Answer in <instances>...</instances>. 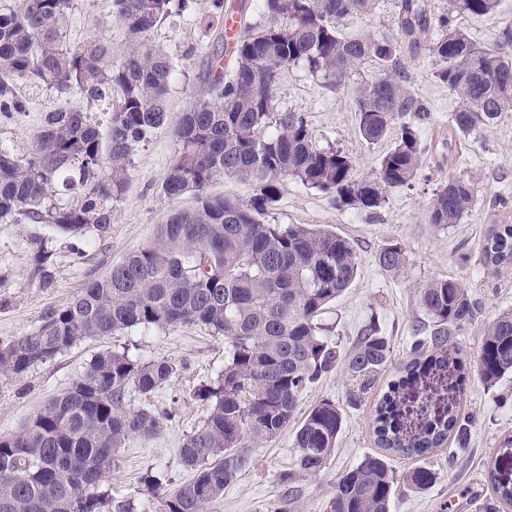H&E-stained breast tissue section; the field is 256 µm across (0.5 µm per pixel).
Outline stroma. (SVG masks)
Segmentation results:
<instances>
[{
  "label": "stroma",
  "mask_w": 512,
  "mask_h": 512,
  "mask_svg": "<svg viewBox=\"0 0 512 512\" xmlns=\"http://www.w3.org/2000/svg\"><path fill=\"white\" fill-rule=\"evenodd\" d=\"M395 0H377L369 15L346 19L342 30L356 37L370 35L392 39L397 35ZM455 25L481 47L497 41L500 28L512 25V0H500L497 11L483 18L464 14ZM221 23L212 15L209 0H196L189 13L167 21L154 30L152 41L173 59L177 71L169 91L172 115L187 111L205 91L203 80L208 56L216 44ZM72 45L98 38L112 48L113 60L125 51L123 30L111 13L110 0H75L68 20ZM410 89L423 99L428 120L418 132L422 164L410 185L387 193L381 207L373 210L337 208L331 195L295 181L283 183L281 195L268 220L274 224H309L348 238L359 256L355 281L327 306L320 319L331 330L340 350L356 341L369 319H376L393 348L392 363L361 406H346L347 378L337 369L303 392L299 410L307 412L324 400L344 408V422L336 449L317 475L296 481L288 512H324L338 476L355 467L364 456L377 453L374 416L387 384L396 376L414 337L429 335L432 323L420 305V292L435 278L453 277L465 282L481 313L457 338L463 351L466 381L456 409L473 421L467 449L458 451L446 442L425 460L439 475L427 491L415 492L403 481L410 462L390 461L395 493L391 512H482L491 496L490 465L512 479V376L489 388L481 381L477 358L483 329L500 312L512 309V273H495L482 263V247L488 230L503 218H512V116L475 128L455 139L450 132L456 99L435 76L436 61L427 48L402 51L400 56ZM377 64H363L351 81L331 89L300 65L284 66L280 73L276 106L282 112L305 117L320 146H332L351 157L358 176H374L387 142L366 144L361 138L355 112L354 91L375 80ZM74 97L54 92L36 99L31 112L0 127V143L15 150L28 147L46 112L77 105ZM177 149L170 128L156 131L132 157L129 182L112 217V231L105 240L87 233L82 246L85 257L74 262L68 237L44 224H0V339L19 336L39 324L50 308L64 306L89 280L107 272L113 264L151 242L156 227L174 209L192 206L191 197L177 200L162 191L169 164ZM464 175L473 183L475 199L460 223L438 227L429 224L427 207L434 192L449 178ZM51 240L56 250L54 287L42 288L30 276L31 243ZM401 247L405 264L399 274L384 272L376 256L387 246ZM130 348L145 359L165 358L178 371L169 384L150 397L132 394L130 403L169 409L173 418L150 439L135 438L119 453V465L107 478L109 503L103 512H114L117 501H134L136 512H157L159 501L141 484L153 473L162 488L171 491L188 482L193 473L185 468L179 450L186 435L203 424L208 414L195 390L209 383L223 366L227 345L220 336L198 326L166 330L132 329L106 338L84 340L53 361L26 374L0 378V434L17 432L52 397L63 392L87 369L93 356L112 348ZM296 423L272 442L254 449L253 463L225 488L203 512H270L285 489L282 473L293 469Z\"/></svg>",
  "instance_id": "obj_1"
}]
</instances>
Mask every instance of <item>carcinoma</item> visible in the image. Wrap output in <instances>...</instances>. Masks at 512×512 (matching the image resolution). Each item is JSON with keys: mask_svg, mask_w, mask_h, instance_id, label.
I'll use <instances>...</instances> for the list:
<instances>
[{"mask_svg": "<svg viewBox=\"0 0 512 512\" xmlns=\"http://www.w3.org/2000/svg\"><path fill=\"white\" fill-rule=\"evenodd\" d=\"M193 2L111 0L127 43L116 63L98 40L70 45L66 24L74 0H10L0 8V122L31 111L36 96L52 90L112 108L104 128L83 106L48 112L26 150L0 146L1 224H47L68 237L92 231L106 238L135 150L173 125L178 151L162 190L172 199L190 194L194 205L174 210L148 245L89 281L65 306L48 309L35 329L0 340V377L9 378L84 339L137 327L203 326L224 337V367L196 392L211 403L209 414L180 450L194 478L161 494L159 512H202L250 466L253 448L280 435L302 393L327 373L343 367L346 404L356 407L390 363L391 345L375 319L345 353L319 323L326 306L356 278L352 243L331 230L270 224L264 216L289 179L332 195L338 209L378 208L388 191L411 184L422 159L416 123L429 117V109L405 84L402 45L413 51L419 34L433 26L439 31L428 50L436 77L457 99L452 134L465 136L512 112V27L486 51L450 23L455 12L489 15L499 0H448V12L436 18L429 0H396L395 40L348 38L340 30L343 19L373 12L376 0H261V20L244 23L234 44L230 74L224 75L223 56L214 54L207 89L174 120L168 95L176 66L150 35ZM366 61L378 64L381 74L357 89L362 138L377 144L393 125L400 127L375 177L359 179L348 155L317 144L303 116L277 110L276 90L280 70L291 63L338 88ZM224 177L252 182L254 195L211 194V184ZM473 202L471 181L453 177L434 193L428 222L457 224ZM377 261L397 273L405 257L391 245ZM483 262L497 273L512 269L509 221L489 230ZM31 277L41 288L55 281V252L43 238L32 242ZM421 306L433 330L412 343L400 376L376 405L381 452L338 477L325 512H390L391 455L415 461L403 480L421 492L437 474L419 461L450 437L459 450L468 447L471 421L453 406L410 431L400 397L432 377L448 378L451 397L461 394L464 361L454 336L475 321L478 307L469 287L454 278L428 283ZM478 372L488 387L512 374V310L484 329ZM175 374L173 362H144L128 347L97 354L21 431L0 435V512H98L119 449L134 438L154 437L169 419L164 410L132 407L130 393L148 396ZM342 424V410L330 400L305 414L295 432L296 467L280 476L283 485L327 465ZM489 474L493 495L485 512H506L512 482L495 468Z\"/></svg>", "mask_w": 512, "mask_h": 512, "instance_id": "obj_1", "label": "carcinoma"}]
</instances>
